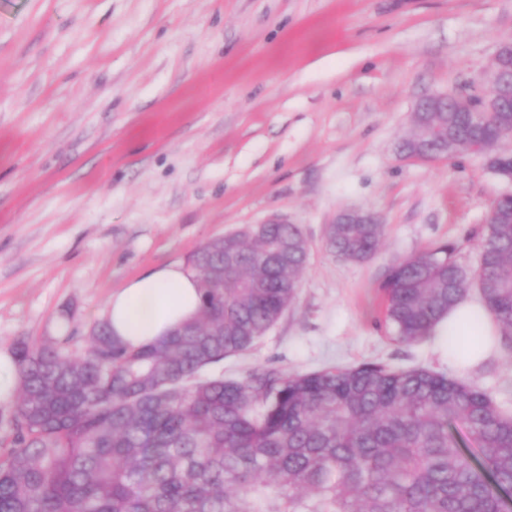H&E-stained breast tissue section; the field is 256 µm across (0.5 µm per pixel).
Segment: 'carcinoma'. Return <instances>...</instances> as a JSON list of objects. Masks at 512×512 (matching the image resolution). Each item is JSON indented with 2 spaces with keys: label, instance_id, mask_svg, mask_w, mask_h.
<instances>
[{
  "label": "carcinoma",
  "instance_id": "1",
  "mask_svg": "<svg viewBox=\"0 0 512 512\" xmlns=\"http://www.w3.org/2000/svg\"><path fill=\"white\" fill-rule=\"evenodd\" d=\"M400 149L480 154L512 176V103L431 112ZM383 224H330L328 248L369 259ZM443 243L388 268L383 321L401 343L430 337L477 289L512 337V196L491 207L468 270ZM308 259L298 224H248L190 265L197 316L159 345L128 349L109 326L83 354L16 346L13 435L0 454V512H512V414L480 388L425 368L370 362L226 378L293 303Z\"/></svg>",
  "mask_w": 512,
  "mask_h": 512
}]
</instances>
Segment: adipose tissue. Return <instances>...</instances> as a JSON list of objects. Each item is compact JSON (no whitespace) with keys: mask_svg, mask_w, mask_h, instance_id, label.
Here are the masks:
<instances>
[{"mask_svg":"<svg viewBox=\"0 0 512 512\" xmlns=\"http://www.w3.org/2000/svg\"><path fill=\"white\" fill-rule=\"evenodd\" d=\"M201 293L196 277L182 265L170 263L151 270L113 291L106 304V320L123 344L138 348L157 342L194 318ZM441 326L448 338V358L479 364L485 346H470L471 332L496 335L497 329L481 302L466 300L449 310Z\"/></svg>","mask_w":512,"mask_h":512,"instance_id":"obj_1","label":"adipose tissue"}]
</instances>
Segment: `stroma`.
I'll use <instances>...</instances> for the list:
<instances>
[{"mask_svg": "<svg viewBox=\"0 0 512 512\" xmlns=\"http://www.w3.org/2000/svg\"><path fill=\"white\" fill-rule=\"evenodd\" d=\"M507 42L512 0H0V346L82 353L112 291L279 218L309 246L297 296L225 376L380 362L502 400L511 354L463 369L442 332L392 340L379 285L446 242L476 266L512 183L399 145L424 95L488 94ZM346 210L385 226L366 262L326 246Z\"/></svg>", "mask_w": 512, "mask_h": 512, "instance_id": "stroma-1", "label": "stroma"}]
</instances>
